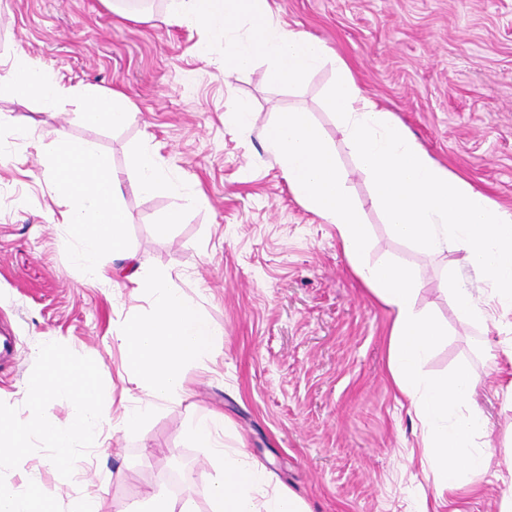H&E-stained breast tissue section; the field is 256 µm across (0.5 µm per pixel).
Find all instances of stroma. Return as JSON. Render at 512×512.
<instances>
[{
    "label": "stroma",
    "instance_id": "obj_1",
    "mask_svg": "<svg viewBox=\"0 0 512 512\" xmlns=\"http://www.w3.org/2000/svg\"><path fill=\"white\" fill-rule=\"evenodd\" d=\"M275 21L325 42L358 86L393 112L429 155L512 209V0H269ZM203 28L172 17L169 0H0V54L24 52L64 87L127 96L119 129L82 123L75 97L52 112L0 92V401L28 419V382L41 344L92 358L104 382L107 421L98 447L62 478L44 452L6 483L29 481L61 507L82 494L97 512H124L154 494L212 512L208 449L186 429L224 415L227 450L263 462L305 512H501L512 500V308L491 303L490 285L459 251L431 252L398 239L372 204V185L326 109L334 62L297 89L266 79L268 62L225 75L220 55L202 57ZM250 106V128L228 120ZM309 113L334 147L349 195L369 229V263L392 258L420 282L417 308L446 339L422 363L427 376L466 364L469 406L485 421L475 445L487 462L474 490L443 491L421 462L424 432L388 369L393 315L353 274L335 225L290 192L260 130L279 113ZM29 129L26 138L18 129ZM104 152L119 178L134 151L156 150L170 190L123 187L130 249L142 270L161 269L224 334L188 364L185 392L159 406L139 434L117 429L142 392L130 382L119 336L152 309L120 274L94 281L66 256L68 206L50 180L45 152L57 131ZM179 224L158 236L173 208ZM467 280L490 303L484 325L468 321L448 293Z\"/></svg>",
    "mask_w": 512,
    "mask_h": 512
}]
</instances>
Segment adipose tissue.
Wrapping results in <instances>:
<instances>
[{
	"mask_svg": "<svg viewBox=\"0 0 512 512\" xmlns=\"http://www.w3.org/2000/svg\"><path fill=\"white\" fill-rule=\"evenodd\" d=\"M7 89L18 101L37 100L42 109L55 110L68 93L54 76L31 63L24 53L0 58V89ZM81 118L90 125L121 127L131 119L122 94L98 89L80 90ZM224 416L211 414L190 428V436L203 448L212 449L210 458L214 512H303L295 496H269L271 474L243 450L228 451L218 431Z\"/></svg>",
	"mask_w": 512,
	"mask_h": 512,
	"instance_id": "1",
	"label": "adipose tissue"
}]
</instances>
